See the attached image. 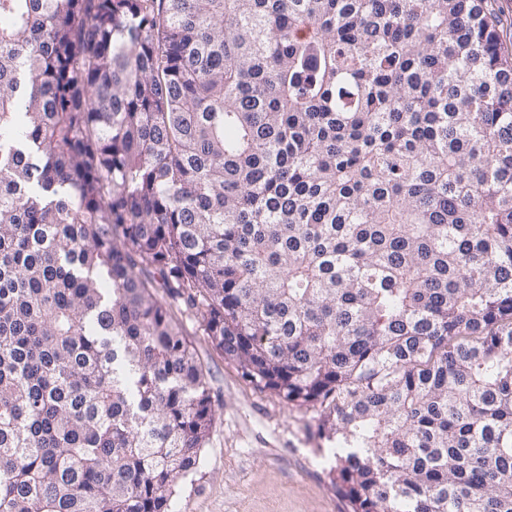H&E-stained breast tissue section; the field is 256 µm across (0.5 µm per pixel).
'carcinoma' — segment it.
I'll return each mask as SVG.
<instances>
[{"instance_id":"carcinoma-1","label":"carcinoma","mask_w":512,"mask_h":512,"mask_svg":"<svg viewBox=\"0 0 512 512\" xmlns=\"http://www.w3.org/2000/svg\"><path fill=\"white\" fill-rule=\"evenodd\" d=\"M181 306L318 408L351 512H512L488 0H0V512H173Z\"/></svg>"}]
</instances>
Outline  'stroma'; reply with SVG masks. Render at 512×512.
<instances>
[{
  "instance_id": "obj_1",
  "label": "stroma",
  "mask_w": 512,
  "mask_h": 512,
  "mask_svg": "<svg viewBox=\"0 0 512 512\" xmlns=\"http://www.w3.org/2000/svg\"><path fill=\"white\" fill-rule=\"evenodd\" d=\"M201 362L217 420L176 512H348L332 481L335 460L317 414L255 388L203 334L199 315L174 311Z\"/></svg>"
}]
</instances>
